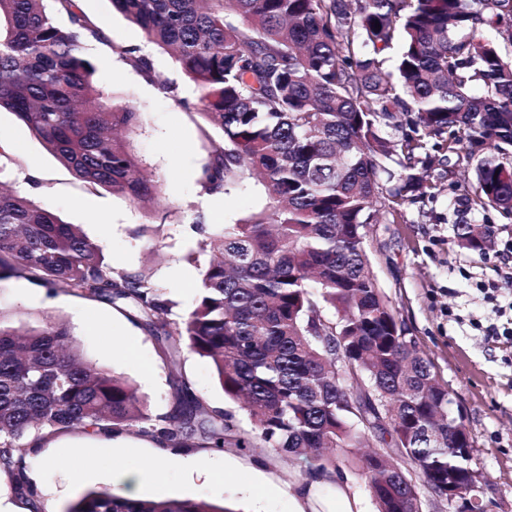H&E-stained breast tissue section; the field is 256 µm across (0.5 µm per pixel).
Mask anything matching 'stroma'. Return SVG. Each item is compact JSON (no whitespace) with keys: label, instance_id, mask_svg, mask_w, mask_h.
Returning a JSON list of instances; mask_svg holds the SVG:
<instances>
[{"label":"stroma","instance_id":"35a3bbf8","mask_svg":"<svg viewBox=\"0 0 512 512\" xmlns=\"http://www.w3.org/2000/svg\"><path fill=\"white\" fill-rule=\"evenodd\" d=\"M83 12L105 32L106 41L87 40L99 85L113 88L137 109L140 126L130 139L150 179L158 187L148 207L105 189L87 191L72 172L48 152L29 128L9 111H0V150L8 155L5 179L38 205L57 214L99 242L114 270H148L156 287L172 302L179 320L194 307L207 261L200 254L194 222L216 231L258 211L259 188L247 185L231 195L202 194L199 179L220 134L196 110L161 94L156 80L179 86L180 98L195 101L191 83L165 51L147 44L142 31L116 12L110 0H80ZM117 45L137 46L150 55L155 77L147 79L114 53ZM489 221L494 243L479 257L458 248L453 228ZM378 285L384 289L434 365L458 406L473 441L474 469L483 479L486 512H512V221L498 213L482 217L447 197L420 198L399 219L380 217L366 242ZM197 262H187L188 253ZM0 310L19 319L67 322L84 357L115 371L144 396L152 412L172 405L175 373H182L207 401L235 415L250 429L247 414L225 395L209 362L182 350L170 370L149 333L122 310L86 300L64 289L48 291L27 280H0ZM203 460L216 473L231 471L229 481L197 476L186 461ZM84 460L88 469H77ZM38 475L44 512H67L91 491L115 490L112 472L141 474L140 498H192L231 512H290L301 480L299 465L267 448L219 453L188 449L178 453L133 433L107 438L74 429L48 439L30 455Z\"/></svg>","mask_w":512,"mask_h":512}]
</instances>
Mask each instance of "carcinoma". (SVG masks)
I'll return each mask as SVG.
<instances>
[{"mask_svg": "<svg viewBox=\"0 0 512 512\" xmlns=\"http://www.w3.org/2000/svg\"><path fill=\"white\" fill-rule=\"evenodd\" d=\"M168 51L216 128L201 187L226 195L253 180L264 206L203 227L209 260L189 314L144 272H115L75 224L0 183V279L128 307L161 358L206 359L251 430L211 406L190 380L153 414L134 388L89 362L63 320L18 326L0 310V471L33 501L27 456L69 429L133 432L164 448H271L306 479H346L329 448L376 440L392 459L360 458L378 512H418V485L448 494L472 457L448 420V388L405 335L365 248L380 213L437 197L431 171L471 164L469 210L512 219V0H111ZM67 16L70 27L56 22ZM380 28H375V24ZM101 37L79 0H0V109L12 112L89 190L146 203L157 186L133 152L141 113L95 81L83 34ZM113 51L144 77L151 57ZM454 243L483 255L487 224H457ZM354 373L336 374V350ZM67 512H232L193 499L92 491Z\"/></svg>", "mask_w": 512, "mask_h": 512, "instance_id": "cac0c4a2", "label": "carcinoma"}]
</instances>
